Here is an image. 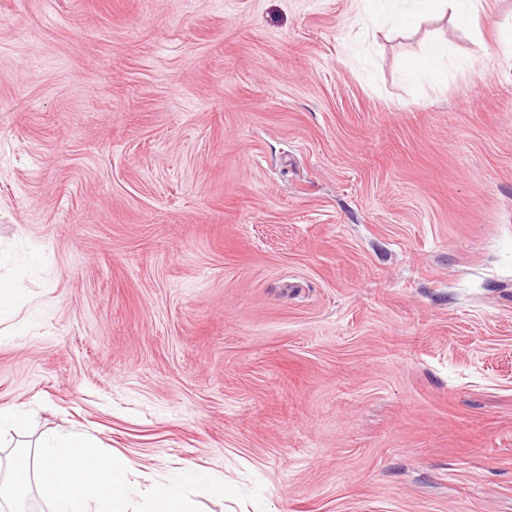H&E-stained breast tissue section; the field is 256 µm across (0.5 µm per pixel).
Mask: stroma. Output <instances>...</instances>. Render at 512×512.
<instances>
[{"instance_id":"stroma-1","label":"stroma","mask_w":512,"mask_h":512,"mask_svg":"<svg viewBox=\"0 0 512 512\" xmlns=\"http://www.w3.org/2000/svg\"><path fill=\"white\" fill-rule=\"evenodd\" d=\"M0 0V408L260 503L512 512V0ZM432 41L448 79L404 75ZM481 0H411L409 7L394 9L391 12L393 22L398 29L411 28L419 19L433 14L450 11L463 21H470L477 26Z\"/></svg>"}]
</instances>
